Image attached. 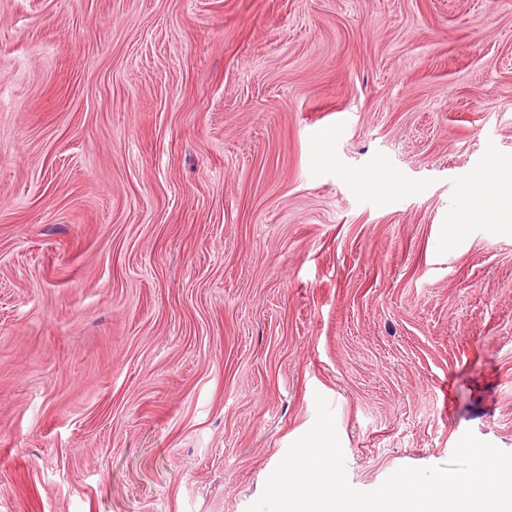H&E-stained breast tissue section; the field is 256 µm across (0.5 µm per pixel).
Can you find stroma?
<instances>
[{
    "mask_svg": "<svg viewBox=\"0 0 512 512\" xmlns=\"http://www.w3.org/2000/svg\"><path fill=\"white\" fill-rule=\"evenodd\" d=\"M502 0H0V512H246L512 452ZM510 165L507 167V171L504 170V166L496 165L489 172L485 173L484 183L476 185L471 190V212L475 218L485 217L491 218L494 223L497 224H511L512 223V209L509 207V211L495 212L487 206V193L486 185L493 183L498 192L508 194L509 199L512 197V168L510 171Z\"/></svg>",
    "mask_w": 512,
    "mask_h": 512,
    "instance_id": "35a3bbf8",
    "label": "stroma"
}]
</instances>
